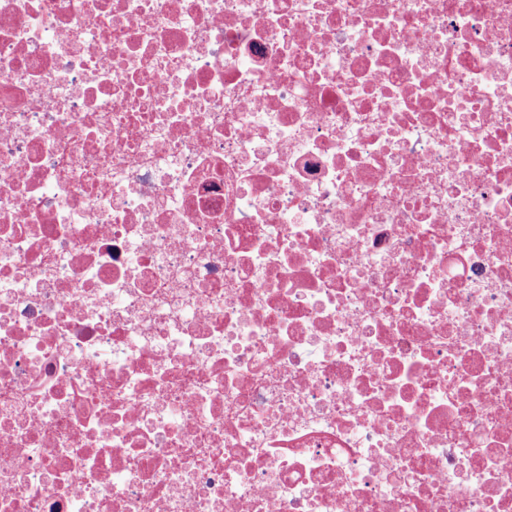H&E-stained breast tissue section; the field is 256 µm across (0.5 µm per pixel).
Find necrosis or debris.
I'll return each instance as SVG.
<instances>
[{"label":"necrosis or debris","mask_w":512,"mask_h":512,"mask_svg":"<svg viewBox=\"0 0 512 512\" xmlns=\"http://www.w3.org/2000/svg\"><path fill=\"white\" fill-rule=\"evenodd\" d=\"M0 512H512V0H0Z\"/></svg>","instance_id":"necrosis-or-debris-1"}]
</instances>
